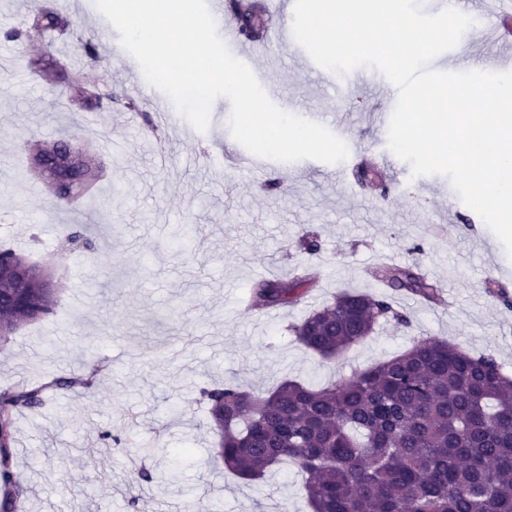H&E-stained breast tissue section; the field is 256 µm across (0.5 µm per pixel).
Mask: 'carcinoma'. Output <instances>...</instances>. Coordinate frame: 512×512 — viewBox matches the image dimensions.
Here are the masks:
<instances>
[{
    "label": "carcinoma",
    "mask_w": 512,
    "mask_h": 512,
    "mask_svg": "<svg viewBox=\"0 0 512 512\" xmlns=\"http://www.w3.org/2000/svg\"><path fill=\"white\" fill-rule=\"evenodd\" d=\"M239 32L259 39L266 18L252 0H235ZM69 17L35 5L21 29L3 31L16 42L32 34L71 28ZM90 64L95 87L99 44L78 45ZM58 161V143H34L27 166L61 203L91 197L105 165L93 145L69 142ZM28 265L13 249L0 247V342L26 323L57 313L56 288L35 282L9 292L17 270ZM380 278L395 290L428 301L437 286L417 264L386 267ZM309 288L297 275L262 280L251 305L262 311L295 305ZM409 325L387 297L344 291L292 326L297 340L324 360H333L366 339L380 318ZM95 371L55 378L37 386L0 392V512H18L27 488L12 467L15 416L45 405L49 389L93 387ZM218 436L225 468L257 482L288 461L307 475L311 512H512V377L491 355L475 357L445 340L426 338L405 351L326 386L285 379L261 396L233 383L200 390Z\"/></svg>",
    "instance_id": "obj_1"
}]
</instances>
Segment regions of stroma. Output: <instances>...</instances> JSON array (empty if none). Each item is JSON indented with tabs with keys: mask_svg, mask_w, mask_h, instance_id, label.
<instances>
[{
	"mask_svg": "<svg viewBox=\"0 0 512 512\" xmlns=\"http://www.w3.org/2000/svg\"><path fill=\"white\" fill-rule=\"evenodd\" d=\"M68 3V42L117 37L93 0ZM54 51L49 37L0 39V245L53 261L63 285L54 320L0 344V392L89 359L99 374L92 390L60 392L18 416L14 471L29 512H187L191 493L222 512H306L296 468L251 484L225 468L200 388L231 382L264 393L286 377L320 386L430 337L493 355L512 374V308L486 290L491 266L512 270V258L485 224L449 219L447 177L430 176L431 192L420 194L410 164L394 159V195L384 200L370 184L351 193L321 161L302 170L277 161L261 173L217 165L224 140L187 137L188 122L175 111L161 117L156 102L129 107L142 71L101 50L104 99L83 101L84 57L65 58L64 83L35 76L33 60ZM250 66L270 69L297 112L331 113L360 151L381 150L372 113L397 89L373 80L372 68H359L345 93L299 69L284 44L268 43ZM70 137L121 147L103 153L112 179L77 214L24 164L27 142ZM270 178L281 192L263 190ZM179 224L193 225V245L176 244ZM75 230L87 243L68 240ZM414 258L450 296L447 312L362 272ZM298 267L313 281L305 302L264 314L245 307L253 281L285 280ZM345 289L388 295L410 326L379 319L343 356L322 359L291 327ZM159 436L165 448L143 458ZM143 469L150 480L139 479Z\"/></svg>",
	"mask_w": 512,
	"mask_h": 512,
	"instance_id": "stroma-1",
	"label": "stroma"
}]
</instances>
